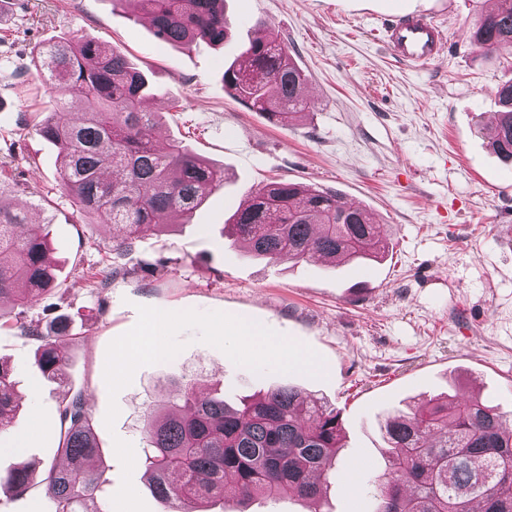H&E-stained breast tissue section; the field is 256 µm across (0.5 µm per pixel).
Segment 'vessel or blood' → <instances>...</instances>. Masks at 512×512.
Listing matches in <instances>:
<instances>
[{"instance_id":"obj_1","label":"vessel or blood","mask_w":512,"mask_h":512,"mask_svg":"<svg viewBox=\"0 0 512 512\" xmlns=\"http://www.w3.org/2000/svg\"><path fill=\"white\" fill-rule=\"evenodd\" d=\"M387 47L396 57L415 68L427 66L443 49L439 26L422 14H407L382 29Z\"/></svg>"}]
</instances>
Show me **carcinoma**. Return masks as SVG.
<instances>
[{
  "mask_svg": "<svg viewBox=\"0 0 512 512\" xmlns=\"http://www.w3.org/2000/svg\"><path fill=\"white\" fill-rule=\"evenodd\" d=\"M139 6L160 40L187 49L219 46L228 35L224 0H123ZM485 53L512 55V0L469 30ZM245 66L224 69V89L253 110L288 126L310 111L301 69L270 26L256 22ZM37 70L58 100L34 124L60 150L61 188L75 212L112 229V251L180 224L224 185V168L174 142L159 146L158 113L144 109L145 74L117 49L95 41L59 42L36 51ZM81 90L82 114L68 98ZM499 112L490 137L493 153L512 162V79L494 87ZM12 186L0 180V328L40 342L38 365L65 382L68 335L42 328L3 303L23 308L57 289L45 223L8 202ZM230 245L272 262L332 263L376 257L385 251L381 226L366 211L332 191L298 183H267L224 224ZM10 369L0 360V429L17 413ZM144 416V465L156 496L169 512H208L203 504L232 500L247 512L253 499L292 495L315 501L336 483L343 428L336 408L292 386L280 385L228 405L187 384ZM62 463L42 470L39 484L50 512H103L98 445L82 391H67L58 407ZM386 469L367 494L372 512H512V423L478 394L433 398L384 426ZM6 481L14 494L30 490L33 470L22 465Z\"/></svg>",
  "mask_w": 512,
  "mask_h": 512,
  "instance_id": "carcinoma-1",
  "label": "carcinoma"
}]
</instances>
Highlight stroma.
Here are the masks:
<instances>
[{
    "label": "stroma",
    "mask_w": 512,
    "mask_h": 512,
    "mask_svg": "<svg viewBox=\"0 0 512 512\" xmlns=\"http://www.w3.org/2000/svg\"><path fill=\"white\" fill-rule=\"evenodd\" d=\"M493 5L226 0L224 45L183 51L159 40L128 0H9L0 10V178L19 185V206L38 203L36 221L51 219V256L59 280L71 285L23 316L45 327L64 316L71 339L61 385L36 367V340L0 329V360L19 399L14 426L0 432V471L54 460L58 398L68 387L84 390L93 420L103 512H114L111 498L121 484L115 439L142 452L146 403L186 382L233 404L280 383L324 399L340 414V457L368 488L385 470L384 419L413 399L476 392L511 414L512 182L503 180L508 167L476 121L497 112L493 88L512 78V55L481 52L467 38ZM407 13L426 14L444 31L440 57L421 70L401 64L374 37ZM259 20L306 77L313 108L288 127L224 89L225 68L239 62ZM60 40H94L126 54L155 92L149 107L161 115L158 141L182 142L224 166L223 187L189 223L116 254L111 231L77 217L59 188L57 146L19 124L56 107L32 50ZM274 180L341 193L386 228L388 251L372 264L369 283L352 277L349 263L267 262L225 245V219ZM41 191L48 200L38 201ZM114 265L124 272L108 287H73L78 277ZM141 305L259 322L317 352L326 376L255 374L188 329L175 358L138 368L131 384L109 397L107 348L135 325ZM112 401L119 415L109 428Z\"/></svg>",
    "instance_id": "stroma-1"
}]
</instances>
